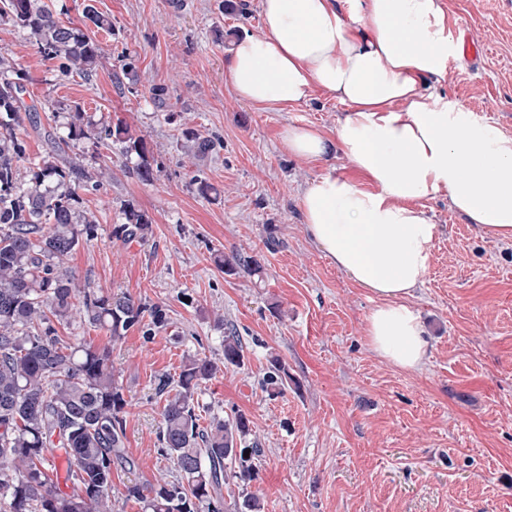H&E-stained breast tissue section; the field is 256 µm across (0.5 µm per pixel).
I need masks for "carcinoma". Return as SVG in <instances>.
<instances>
[{
  "label": "carcinoma",
  "instance_id": "cac0c4a2",
  "mask_svg": "<svg viewBox=\"0 0 512 512\" xmlns=\"http://www.w3.org/2000/svg\"><path fill=\"white\" fill-rule=\"evenodd\" d=\"M0 24L26 33L38 52L59 61L62 76H93L102 48L86 28L112 30V19L88 3L83 24L63 23L42 0H0ZM26 74L0 50V501L4 512H112L119 497L135 500L142 512H226L230 481L253 479L245 465L250 420L241 412L214 416L200 425L198 391L218 365L199 354L188 358L178 377L158 378L163 399L160 454L170 459L178 479L132 483L120 491L112 467L134 461L124 447L128 401L109 352L64 340L58 326L79 320L104 329L116 341L138 325L146 340L169 324L165 306L91 291L66 266L81 242L98 235L95 216L83 209L81 165L64 157L81 140L119 146L138 157L143 181L154 178L144 139L117 124L96 122L79 106L52 110L41 123L36 104L24 100ZM37 134L47 146L37 162L28 160L24 138ZM185 154L200 161L219 141L184 135ZM123 222L112 236L125 244L146 243L152 220L132 202L121 204ZM226 273H260L259 262L239 253L222 260ZM243 346L235 326L224 328V365L239 366ZM288 367L278 358L261 381L269 396L288 387ZM61 458L65 492L47 473Z\"/></svg>",
  "mask_w": 512,
  "mask_h": 512
}]
</instances>
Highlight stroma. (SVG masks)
<instances>
[{"instance_id": "stroma-1", "label": "stroma", "mask_w": 512, "mask_h": 512, "mask_svg": "<svg viewBox=\"0 0 512 512\" xmlns=\"http://www.w3.org/2000/svg\"><path fill=\"white\" fill-rule=\"evenodd\" d=\"M223 0H95L111 32L92 31L102 55L92 79L60 77L15 28L0 26V49L27 76V99L78 105L142 136L155 170L139 179L133 161L80 142L79 159L98 189L83 192L100 228L73 252L82 285L165 306L169 326L145 340L139 327L120 341L76 323L71 343L108 350L129 401L124 446L134 469L112 482L175 480L161 456V403L155 377L178 376L190 356L222 368L203 387L207 415L244 413L262 450L254 478L234 486L257 497L260 512H512V240L469 224L447 199L428 203L438 226L427 276L410 298L428 338L418 371L393 366L368 346L375 297L312 244L300 196L320 175L350 171L341 153L309 162L283 151L285 125H313L335 136L342 104L314 89L302 104L262 110L237 100L224 62L243 33H259V0L229 14ZM448 29L483 53L456 56L436 94L512 136V0H444ZM167 95L157 102L152 85ZM217 138L200 167L212 185L201 196L182 164L185 131ZM112 176L100 179L102 168ZM133 201L153 219L145 244L112 236L120 205ZM280 245L270 251L268 236ZM241 252L262 267L227 274L218 254ZM234 325L241 366H224L222 334ZM293 380L267 397L260 382L270 356Z\"/></svg>"}]
</instances>
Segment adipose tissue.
<instances>
[{"mask_svg":"<svg viewBox=\"0 0 512 512\" xmlns=\"http://www.w3.org/2000/svg\"><path fill=\"white\" fill-rule=\"evenodd\" d=\"M262 34L239 38L224 74L239 101L282 110L318 88L341 103L335 137L288 125L283 148L306 160L341 152L353 177L325 174L301 195L306 232L377 299L370 349L408 371L428 359L408 300L427 274L438 227L426 203L448 198L479 229L512 239V137L443 96L456 46L443 0H259ZM369 181L360 188L356 180Z\"/></svg>","mask_w":512,"mask_h":512,"instance_id":"ef3b65f1","label":"adipose tissue"}]
</instances>
